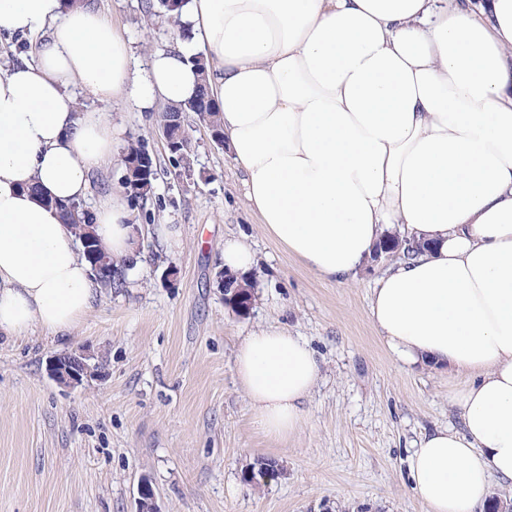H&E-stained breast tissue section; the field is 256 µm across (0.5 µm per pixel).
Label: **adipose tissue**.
<instances>
[{
	"instance_id": "ef3b65f1",
	"label": "adipose tissue",
	"mask_w": 512,
	"mask_h": 512,
	"mask_svg": "<svg viewBox=\"0 0 512 512\" xmlns=\"http://www.w3.org/2000/svg\"><path fill=\"white\" fill-rule=\"evenodd\" d=\"M189 38L148 76L86 0H0V32L45 31L0 75V335L71 331L102 291L49 200L83 199L114 155L105 115L73 87L143 109L194 97L195 56L264 231L326 281L352 280L386 231L430 243L382 275L369 318L407 365L447 366L460 429L409 458L426 512H482L512 482V0H185ZM116 259H137L124 203L93 211ZM234 372L283 440L320 367L281 327L243 337Z\"/></svg>"
}]
</instances>
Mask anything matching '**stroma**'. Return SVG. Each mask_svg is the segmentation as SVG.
<instances>
[{"label": "stroma", "instance_id": "1", "mask_svg": "<svg viewBox=\"0 0 512 512\" xmlns=\"http://www.w3.org/2000/svg\"><path fill=\"white\" fill-rule=\"evenodd\" d=\"M92 4L128 43L137 75L179 43L172 19L146 15L145 0ZM76 97L80 111L104 113L118 132L84 206L122 192L130 141L157 165L148 199L130 205L145 260L132 269L131 287L102 293L68 340L34 327L0 341V512H136L144 477L161 512H425L408 459L424 434L460 427L448 397L459 379L398 361L372 326L371 290L393 258L350 282L318 278L263 231L243 171L195 113L186 115L193 151L184 162L163 138L165 103L145 111L83 88ZM151 224L182 227L180 248L158 261ZM229 235L246 236L257 257V301L243 318L225 308L215 281ZM269 325L303 336L320 366L304 422L284 442L255 425L235 382L237 343ZM79 351L103 376L58 386L49 358ZM261 457L284 472L258 487L242 473Z\"/></svg>", "mask_w": 512, "mask_h": 512}]
</instances>
